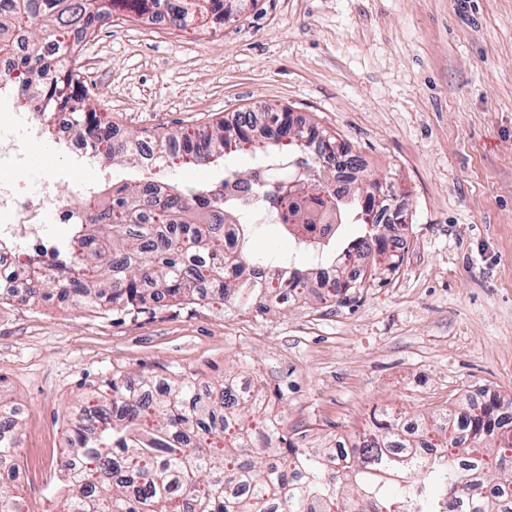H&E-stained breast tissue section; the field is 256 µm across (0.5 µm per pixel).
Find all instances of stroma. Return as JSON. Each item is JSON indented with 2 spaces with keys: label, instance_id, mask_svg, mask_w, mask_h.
<instances>
[{
  "label": "stroma",
  "instance_id": "obj_1",
  "mask_svg": "<svg viewBox=\"0 0 512 512\" xmlns=\"http://www.w3.org/2000/svg\"><path fill=\"white\" fill-rule=\"evenodd\" d=\"M113 125L174 132L285 108L392 174L408 247L340 305L262 314L207 305L138 318L0 297V388L20 413L35 512L53 493L76 396L113 373L253 372L308 447L354 439L372 410L419 419L474 391L512 399V0H254L146 36L134 14L85 41ZM65 199L94 173L40 143Z\"/></svg>",
  "mask_w": 512,
  "mask_h": 512
}]
</instances>
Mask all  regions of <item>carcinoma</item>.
Masks as SVG:
<instances>
[{"label": "carcinoma", "mask_w": 512, "mask_h": 512, "mask_svg": "<svg viewBox=\"0 0 512 512\" xmlns=\"http://www.w3.org/2000/svg\"><path fill=\"white\" fill-rule=\"evenodd\" d=\"M115 0H0V56L12 58L16 82L45 112H67L77 137L92 142L109 162H134L138 135L115 148L112 121L100 118V102L91 100L80 56L68 38L86 36L112 14ZM246 0H170V22L186 26L194 13L220 18ZM276 140L254 148L255 167L224 172V203L210 199L213 182L184 190L152 180L112 185V201L84 207L88 223L58 247L57 261L46 268L34 259L22 274L14 296L34 301L52 294L76 305L139 317L163 301L173 306L208 298L249 313H267L283 286L306 282L298 262L278 263L266 279L247 270L256 262L247 250L258 209L285 211L282 227L295 244L315 251L321 263L336 266V280L325 295L347 304L374 281L369 274L351 280L343 258L365 257L380 240L364 223L363 208L373 191L390 177H356L334 195L319 186L336 179L331 161L314 169L300 157L304 134L292 131L286 109H270ZM246 113L232 122L186 128L159 139V151L174 141L199 150L198 160L221 158L230 143L243 138ZM344 224L361 232L336 246ZM138 384L155 393L129 399L118 419L112 403ZM263 389L241 394L236 377L223 374L201 382L177 375L156 385L139 377L114 374L84 392L78 422L69 429L65 455L72 462L65 488L58 492L59 512H405L410 490L426 480L433 490L417 512H450V499L467 496L471 478L493 483L500 493L512 485V440L499 433L512 412L492 401L479 413L459 417L445 410L422 423V430L443 458L427 465L412 454L416 447L395 425L338 441L334 448H302L282 429L269 431L277 447L252 448L267 428L259 412ZM16 406L0 389V463L17 461L10 453L20 442ZM0 512H22L20 499L0 485Z\"/></svg>", "instance_id": "obj_1"}]
</instances>
